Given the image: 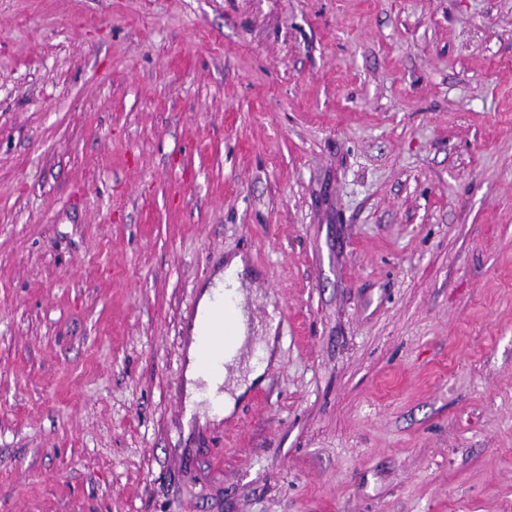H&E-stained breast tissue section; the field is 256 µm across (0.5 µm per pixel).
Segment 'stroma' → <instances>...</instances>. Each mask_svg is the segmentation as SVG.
<instances>
[{"label": "stroma", "instance_id": "35a3bbf8", "mask_svg": "<svg viewBox=\"0 0 512 512\" xmlns=\"http://www.w3.org/2000/svg\"><path fill=\"white\" fill-rule=\"evenodd\" d=\"M0 512H512V0H0ZM244 261L241 256L233 257L224 269L217 270L211 280L202 286L197 306V313L190 327L189 343L186 350L185 379L188 394L187 407L190 413H196L200 407V423L206 422L204 413L211 422H221L228 417L235 408L237 400L246 394L248 389L256 382L269 364L275 343L274 328H268L266 341L262 348V361L251 362L245 365L246 380H243L239 372V356L237 348L244 345L253 333L254 327L260 329L258 320L252 324L246 297L248 292L242 282ZM227 293V301L235 312L233 332L235 335V347L224 352V367L216 373L209 374L203 371L199 360L200 339L203 331L211 323V314L218 305L224 292ZM248 367V368H247ZM230 385L233 395L222 391L224 385ZM232 345V338L229 335L214 336L208 332L202 336L201 357L207 368L215 365L218 355Z\"/></svg>", "mask_w": 512, "mask_h": 512}]
</instances>
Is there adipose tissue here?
Segmentation results:
<instances>
[{"label":"adipose tissue","instance_id":"ef3b65f1","mask_svg":"<svg viewBox=\"0 0 512 512\" xmlns=\"http://www.w3.org/2000/svg\"><path fill=\"white\" fill-rule=\"evenodd\" d=\"M244 261L233 257L228 264L217 270L211 280L203 285L197 306V313L190 327L189 343L186 350L185 379L189 411H204L213 422H221L235 408L239 397L246 394L251 385L262 377L272 357L275 338L267 336L262 348V360L240 368L238 346L244 345L254 326L247 309V292L242 277ZM228 299L235 312L233 332L235 348L224 354V365L215 373L203 371L199 360L200 339L211 323V314L220 299Z\"/></svg>","mask_w":512,"mask_h":512}]
</instances>
